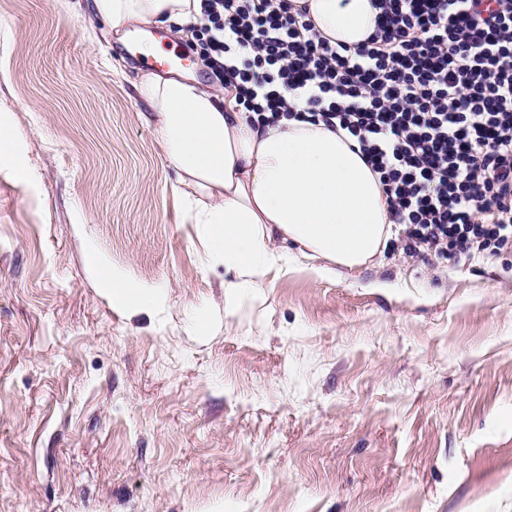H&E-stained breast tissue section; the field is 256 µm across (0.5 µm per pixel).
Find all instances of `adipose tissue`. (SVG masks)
Returning a JSON list of instances; mask_svg holds the SVG:
<instances>
[{
	"label": "adipose tissue",
	"mask_w": 512,
	"mask_h": 512,
	"mask_svg": "<svg viewBox=\"0 0 512 512\" xmlns=\"http://www.w3.org/2000/svg\"><path fill=\"white\" fill-rule=\"evenodd\" d=\"M114 33L132 23L196 22L198 0H92ZM307 6L316 30L354 45L376 28L372 0H295ZM137 94L176 173L193 223L204 225L209 259L232 278L224 284V313L235 311L245 288H261L271 270L307 257L328 276L355 271L380 255L391 237L390 207L378 175L361 156L355 137L324 124L282 120L252 124L224 96L181 76L149 75ZM89 268L113 306L153 312L159 289L143 286L90 254Z\"/></svg>",
	"instance_id": "obj_1"
}]
</instances>
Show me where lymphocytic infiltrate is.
I'll return each instance as SVG.
<instances>
[{"instance_id": "lymphocytic-infiltrate-1", "label": "lymphocytic infiltrate", "mask_w": 512, "mask_h": 512, "mask_svg": "<svg viewBox=\"0 0 512 512\" xmlns=\"http://www.w3.org/2000/svg\"><path fill=\"white\" fill-rule=\"evenodd\" d=\"M373 2L348 46L292 0H200L213 73L257 123L356 137L409 253L511 252L512 0Z\"/></svg>"}]
</instances>
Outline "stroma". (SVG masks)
I'll list each match as a JSON object with an SVG mask.
<instances>
[{
    "instance_id": "1",
    "label": "stroma",
    "mask_w": 512,
    "mask_h": 512,
    "mask_svg": "<svg viewBox=\"0 0 512 512\" xmlns=\"http://www.w3.org/2000/svg\"><path fill=\"white\" fill-rule=\"evenodd\" d=\"M89 0H0V512H512V252L271 271L224 314L134 85L145 46ZM160 289L127 319L86 250ZM214 315L212 328L199 326Z\"/></svg>"
}]
</instances>
